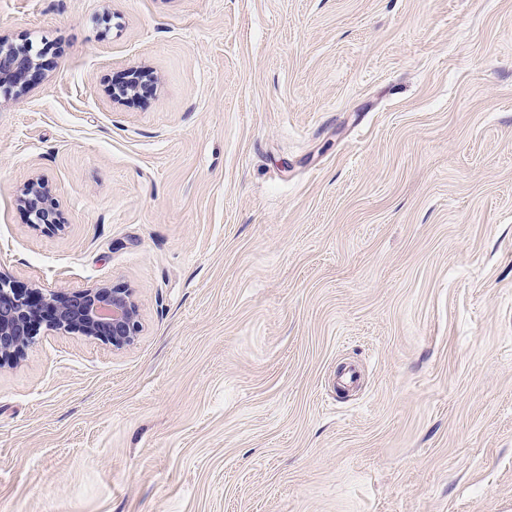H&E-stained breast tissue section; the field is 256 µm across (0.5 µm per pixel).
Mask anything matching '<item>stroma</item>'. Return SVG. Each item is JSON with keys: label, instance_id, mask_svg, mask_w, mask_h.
I'll return each instance as SVG.
<instances>
[{"label": "stroma", "instance_id": "stroma-1", "mask_svg": "<svg viewBox=\"0 0 512 512\" xmlns=\"http://www.w3.org/2000/svg\"><path fill=\"white\" fill-rule=\"evenodd\" d=\"M0 36L45 64L0 98V271L142 322L0 368V512H512V0H0ZM150 79L154 80V77L147 70L135 72L126 81L115 85L112 89V98L117 101L133 99L148 89ZM18 201L27 210L31 223L42 224L48 230H59L64 227L61 224L58 204L41 180L28 182L21 190Z\"/></svg>", "mask_w": 512, "mask_h": 512}]
</instances>
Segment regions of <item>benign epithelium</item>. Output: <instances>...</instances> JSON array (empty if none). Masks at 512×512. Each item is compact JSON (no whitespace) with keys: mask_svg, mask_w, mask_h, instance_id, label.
I'll return each mask as SVG.
<instances>
[{"mask_svg":"<svg viewBox=\"0 0 512 512\" xmlns=\"http://www.w3.org/2000/svg\"><path fill=\"white\" fill-rule=\"evenodd\" d=\"M42 63L25 45L0 39V97H18L41 75ZM152 73L133 74L115 85L112 98L133 99L150 86ZM33 224L59 230L58 204L44 183L28 182L18 198ZM39 293L34 302L0 272V367L20 359L41 329L75 333L99 340L112 349L134 344L142 331L134 290L127 285L99 284L74 291H52L33 285Z\"/></svg>","mask_w":512,"mask_h":512,"instance_id":"benign-epithelium-1","label":"benign epithelium"}]
</instances>
